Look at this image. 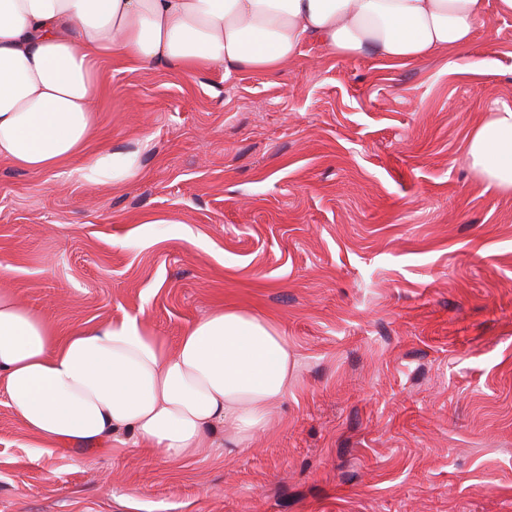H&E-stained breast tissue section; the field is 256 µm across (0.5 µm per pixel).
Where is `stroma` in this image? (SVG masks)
<instances>
[{"instance_id":"1","label":"stroma","mask_w":512,"mask_h":512,"mask_svg":"<svg viewBox=\"0 0 512 512\" xmlns=\"http://www.w3.org/2000/svg\"><path fill=\"white\" fill-rule=\"evenodd\" d=\"M479 62L478 72L463 65ZM91 188L0 160V289L58 330L224 305L297 358L249 448L38 453L0 393V512H512V196L465 144L512 106V16L391 64L302 46L266 74L99 68Z\"/></svg>"}]
</instances>
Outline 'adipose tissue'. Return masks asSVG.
Instances as JSON below:
<instances>
[{
    "label": "adipose tissue",
    "mask_w": 512,
    "mask_h": 512,
    "mask_svg": "<svg viewBox=\"0 0 512 512\" xmlns=\"http://www.w3.org/2000/svg\"><path fill=\"white\" fill-rule=\"evenodd\" d=\"M489 1L0 0V159L64 167L92 186L136 178L134 155L86 152L103 60L262 74L315 41L336 56L418 62L467 47ZM466 157L512 194V106L489 110ZM295 366L272 322L234 308L213 309L171 347L138 316L61 333L0 291V391L42 452L123 438L178 463L218 434L246 449L272 423Z\"/></svg>",
    "instance_id": "obj_1"
}]
</instances>
